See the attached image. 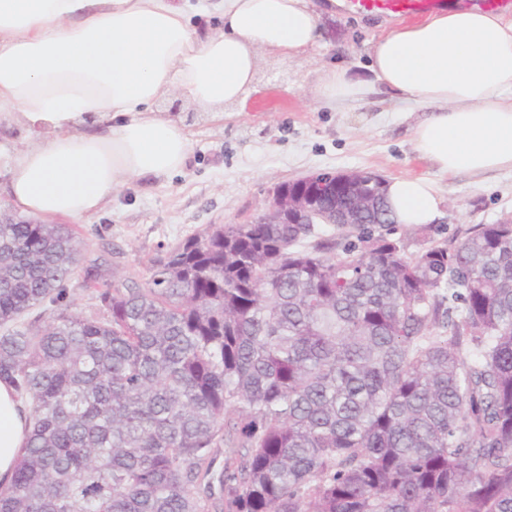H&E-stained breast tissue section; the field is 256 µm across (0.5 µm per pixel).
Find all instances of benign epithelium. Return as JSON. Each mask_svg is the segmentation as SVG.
Returning <instances> with one entry per match:
<instances>
[{
  "instance_id": "benign-epithelium-1",
  "label": "benign epithelium",
  "mask_w": 512,
  "mask_h": 512,
  "mask_svg": "<svg viewBox=\"0 0 512 512\" xmlns=\"http://www.w3.org/2000/svg\"><path fill=\"white\" fill-rule=\"evenodd\" d=\"M315 190L305 194L290 193L284 190L273 192L269 212L292 218L294 224H353L358 212L371 205L369 190L378 191L384 187L385 179L370 172L346 171L339 173L313 174L301 178ZM341 190L347 200L344 208H334L322 213L312 209L316 191L336 193Z\"/></svg>"
}]
</instances>
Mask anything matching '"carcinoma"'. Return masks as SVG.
<instances>
[{"mask_svg":"<svg viewBox=\"0 0 512 512\" xmlns=\"http://www.w3.org/2000/svg\"><path fill=\"white\" fill-rule=\"evenodd\" d=\"M315 229L211 224L83 315L72 230L0 223L33 423L0 512H512V224L414 256Z\"/></svg>","mask_w":512,"mask_h":512,"instance_id":"cac0c4a2","label":"carcinoma"}]
</instances>
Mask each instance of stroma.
<instances>
[{
    "mask_svg": "<svg viewBox=\"0 0 512 512\" xmlns=\"http://www.w3.org/2000/svg\"><path fill=\"white\" fill-rule=\"evenodd\" d=\"M383 14L345 10L322 13V45L310 56L261 59L258 87L244 104L227 107L223 120L182 104L191 130L189 157L165 177L121 185L100 210L69 225L82 243L70 298L77 311L93 312L97 285L86 271L107 263L115 279L146 283L162 249L212 224H246L264 214L279 185L321 172L367 171L383 178L434 179L440 197L432 224H391L380 234L403 243L407 255L462 242L478 224L512 220V172L481 178L436 174L413 143L426 107L391 101L384 92L340 107L315 94L319 68L341 62L364 71Z\"/></svg>",
    "mask_w": 512,
    "mask_h": 512,
    "instance_id": "stroma-1",
    "label": "stroma"
}]
</instances>
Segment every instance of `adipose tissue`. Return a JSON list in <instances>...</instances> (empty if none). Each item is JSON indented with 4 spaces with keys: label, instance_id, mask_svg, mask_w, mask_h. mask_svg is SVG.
Returning a JSON list of instances; mask_svg holds the SVG:
<instances>
[{
    "label": "adipose tissue",
    "instance_id": "1",
    "mask_svg": "<svg viewBox=\"0 0 512 512\" xmlns=\"http://www.w3.org/2000/svg\"><path fill=\"white\" fill-rule=\"evenodd\" d=\"M314 0H0V110L31 140L9 159L15 211L42 219L97 211L121 181L181 169L191 131L156 112L163 99L223 115L258 84L263 54L319 47ZM221 28L199 33L194 18ZM368 78L323 66L320 99L355 101L380 85L431 112L413 132L439 173L512 172V17L448 9L385 28ZM397 223H433L428 178L387 181ZM29 431L14 388L0 381V488L10 486Z\"/></svg>",
    "mask_w": 512,
    "mask_h": 512
}]
</instances>
